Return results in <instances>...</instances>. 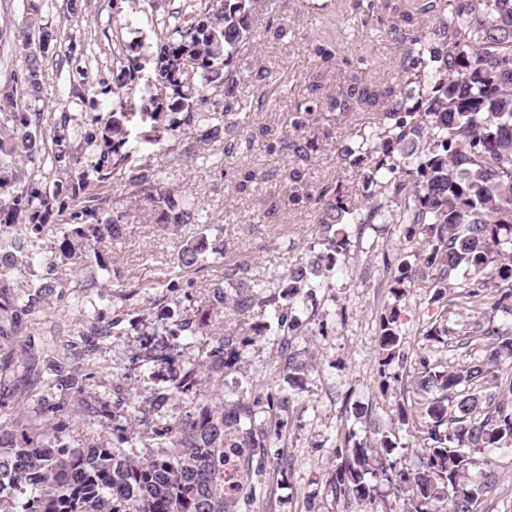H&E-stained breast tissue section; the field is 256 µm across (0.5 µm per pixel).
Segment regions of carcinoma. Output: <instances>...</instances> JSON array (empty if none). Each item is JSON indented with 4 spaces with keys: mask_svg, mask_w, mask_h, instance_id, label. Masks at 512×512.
Masks as SVG:
<instances>
[{
    "mask_svg": "<svg viewBox=\"0 0 512 512\" xmlns=\"http://www.w3.org/2000/svg\"><path fill=\"white\" fill-rule=\"evenodd\" d=\"M258 0H193L189 19L174 27L152 53L154 79L173 91L172 110L188 122L202 124L198 142L222 139L225 117L234 111L240 84L235 60L255 36ZM381 7L409 28L396 84L371 91L355 82L329 94L330 109L347 117L359 113L355 131L338 148V156L360 169L361 191L347 193L341 184L318 194L321 207L308 260L288 268L285 283L243 281L252 286L236 300L235 309L275 307L283 339L288 383L299 385L305 363L291 351V339L303 335L295 314L299 299L336 265L351 243L353 224H400L407 241L422 235L421 248L399 253L387 268L394 270L389 293L393 302L379 316L380 370L407 361L401 344L400 303L407 289L428 283V304L440 319L426 332L440 342L452 330L445 326L456 299L469 303L460 345L476 338L482 355L462 368L432 370L427 356L415 377L422 400L401 410L403 425L421 433L424 454L415 470L396 469L391 456L397 443L384 435L372 446L350 443L337 447L341 458L329 486L337 499L372 504L380 484L406 501V512H480L492 493L496 473L481 484L468 481L474 455L489 448L512 446V331L495 325L497 312L512 313V0H382ZM27 24L15 38L27 50L23 84L0 83V190L18 183V165L39 156L40 133L18 111V97L38 101L45 79L41 53L52 34L42 30L39 46L31 47L27 29L37 22L38 7L26 3ZM224 92V111L203 109V88ZM126 135L123 121L112 119L103 134L87 131L93 145L108 136ZM155 169L141 165L131 183L152 187ZM164 225L180 238L177 268L196 271L209 246L204 226L191 209L162 198ZM32 207L26 195H0V269L28 268L25 225ZM124 213L78 227V237L103 244L123 233ZM282 288L265 296L263 288ZM45 281L22 297L13 282L0 277L1 379L15 373L18 358L36 364L40 351L25 340L40 313L38 299L51 293ZM224 338L206 351L210 378L224 381ZM77 344L55 361L62 393L39 399L38 416L5 415L0 421V512H237L238 499L226 492L225 449L262 448L264 431L257 414L288 407V394L239 400L213 408L203 401L160 428L150 440L164 439L170 449L135 460L121 448L91 444L73 448L65 442L69 428L70 392L82 393L74 364ZM53 420L50 427L41 418Z\"/></svg>",
    "mask_w": 512,
    "mask_h": 512,
    "instance_id": "obj_1",
    "label": "carcinoma"
}]
</instances>
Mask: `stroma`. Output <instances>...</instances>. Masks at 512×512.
I'll list each match as a JSON object with an SVG mask.
<instances>
[{"label": "stroma", "instance_id": "1", "mask_svg": "<svg viewBox=\"0 0 512 512\" xmlns=\"http://www.w3.org/2000/svg\"><path fill=\"white\" fill-rule=\"evenodd\" d=\"M70 1L40 0V24L54 40L43 60L41 97L32 108L40 115L47 156L24 162L22 188L30 195L56 191L60 197L51 210L37 213L42 229L29 234L31 268L9 270L8 276L22 295L45 276L55 289L41 299L43 316L32 331L47 358L32 372L17 367V374L28 376L30 389L14 394L13 413L33 415L39 398L54 394L52 357L66 352L69 338L93 321L110 333L92 337L89 352L76 364L85 392L83 403L69 412L71 447L98 441L144 457L149 450L140 435L146 423L179 416L191 400L205 397L218 406L226 399L286 392L287 410L265 412L258 419L267 431L266 447L250 456L252 476L239 492V512H345L327 480L348 429L364 444L380 433L390 436L398 445V465L415 468L423 443L414 428L398 422L401 407L414 398L412 379L401 367L378 366L379 315L390 299L385 258L413 249L401 227L354 228L349 250L314 298L298 302L306 322L297 340L305 352L301 388L288 385L282 338L270 313L257 308L235 313L216 304L212 292L220 283L229 298H236L237 284L225 274L239 264L251 279L285 276L289 267L308 258L316 234L314 203L286 205L277 222H268L264 201L275 189L273 179L241 194L236 190L241 172L252 169L274 178L300 164L310 194L338 180L356 187V167L337 156L356 121L331 111L326 97L352 78L373 88L393 82L402 48L386 26L371 20L370 0H262L255 38L236 60L244 108L231 113L223 139L197 151L195 132L184 124L183 113L167 111L157 122L158 141L147 142L136 118L127 122L125 143L102 168L98 147L84 144L77 132L92 121L111 120L118 102L114 78L122 70L131 76L133 103L144 98L170 103L171 90L151 83L152 53L166 34V21L185 0H74L79 5L75 13L68 8ZM323 45L332 53L330 60L319 54ZM346 58L351 66H343ZM305 102L314 110L305 126L294 129L296 106ZM174 121L179 127L173 132L169 126ZM283 138H314L319 150L303 162L292 151L278 149ZM61 150L67 161L52 164L51 155ZM145 162L157 169L159 179L152 189L138 192L130 176ZM81 174L86 177L79 192L88 203L84 209L69 198ZM163 196L200 211L208 238L223 240V254H208L203 269L179 273L173 264L178 239L160 223ZM115 211L126 214L122 237L94 250L76 248L68 259L59 257L64 238L76 227ZM46 255L56 258L52 268L41 263ZM88 275L108 283L106 294L94 288L76 292L77 280ZM427 299L426 288L418 285L402 306L400 330L411 358L428 354L431 364L443 369L478 357L477 346L426 338L437 317ZM185 310L202 318L200 333L170 336L171 317ZM222 336L232 341L233 366L217 384L201 368L200 352L203 344ZM171 350L179 352L183 368L196 370L195 384L187 391L177 390L179 376L164 362ZM160 394L167 400L153 408ZM357 406L363 409L359 418L353 414ZM490 465L497 472V487L483 512H512V447L476 455L471 480L481 481Z\"/></svg>", "mask_w": 512, "mask_h": 512}]
</instances>
